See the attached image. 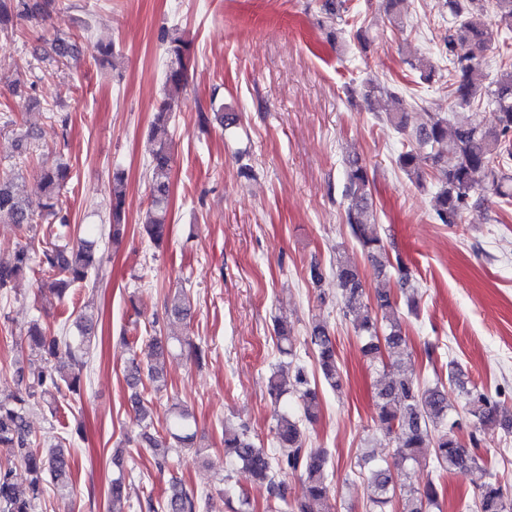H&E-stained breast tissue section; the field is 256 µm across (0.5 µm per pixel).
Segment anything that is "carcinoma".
<instances>
[{
  "instance_id": "carcinoma-1",
  "label": "carcinoma",
  "mask_w": 512,
  "mask_h": 512,
  "mask_svg": "<svg viewBox=\"0 0 512 512\" xmlns=\"http://www.w3.org/2000/svg\"><path fill=\"white\" fill-rule=\"evenodd\" d=\"M55 0H0V32L13 26L16 19H43L50 15ZM441 8L448 11V30L442 37L439 54L448 60V88L454 98L455 111L464 112L472 106H492L494 121L485 126L469 120H455L440 112L411 134L415 146L401 152L397 164L407 176L422 182L431 175L438 190L433 196L435 220L453 226L461 223L466 211L483 206L492 197L507 203L512 200V70L501 74L494 86L484 85L482 55L491 41L490 17L494 16L512 27V0H443ZM166 99L155 113V125L164 126L171 118L175 102L187 85L191 60V42L182 35L167 36ZM470 43V51L462 53L459 46ZM370 92L388 95L392 109L385 119L400 132L406 131L407 113L404 100L394 91L378 83ZM428 150L431 172L419 163L420 151ZM172 146L166 138L154 140L147 167L149 203L142 221V234L152 244H162L169 234V202L172 191ZM69 171L61 166L40 170L41 195L36 199L15 192L11 181L0 177V223L14 225L22 232L33 228L35 215L43 213L58 221L55 241L37 250L30 242L18 245L7 258H0V294L28 271L43 275L39 292L49 290L64 298L74 283L97 280L102 267L101 256L92 241L71 239L70 219L59 204L61 187ZM344 195L348 199L345 224L350 235L366 255L374 259L384 248L376 232L371 201L368 169L358 156L345 160ZM125 173L112 171V202L108 235L117 241L124 235L122 224L125 209ZM336 287L342 297V311L350 315L361 343V351L369 365L381 367L383 377L377 394V411L395 442L392 460L381 459L372 464L367 474L369 495L367 512H388L395 506L399 512H432L439 508L438 486L429 481L421 489H396L393 468L420 463L422 449L433 450L443 470L465 475L483 463L477 452L476 433L488 426L512 428V418L503 416L500 402L478 386L464 390L469 414L471 442L461 443L457 430L462 421L449 418L448 390L440 380L430 383L413 377L403 369L409 356L407 337L402 333L401 307L410 314L418 312V298L410 285L411 272L401 259H396L397 285L404 300L382 288L374 304L365 300L360 273L355 265L336 257L330 264ZM166 320L189 322L194 316L190 294L183 290L165 304ZM94 318L85 313L77 323L78 335L67 328L51 333L39 320H33L25 333L36 353V361L13 371L17 390L0 396V449L9 456L0 463V512H34L46 487L63 492L71 489V474L76 459L68 438L61 435L43 449L34 448L28 416L31 410L48 402L55 395L81 397L94 340ZM277 348L280 354L296 357L290 329L276 325ZM309 341L317 355L321 380L332 391L343 388V375L337 360L335 344L327 327L317 323L309 333ZM187 339L159 328L150 339L152 359L142 363L133 357L126 369L125 381L131 391L129 401L138 432L135 443L149 449L157 469L170 466L172 454L179 448H192L196 440V419L186 407H174L159 430L150 409L145 405L144 391L150 387L160 392L165 386L160 361ZM268 391L277 403L289 395L298 398L303 416L283 407L277 415L274 438L277 448L269 452L256 446L245 426L224 425V456L234 465L250 471L266 482L270 499L287 502L285 477L300 472L306 486V498L298 512H331V479L326 454L304 447L303 421L316 417L319 399L310 388L304 365L298 363L288 370L279 369L268 379ZM27 473L25 481L15 477L14 465ZM112 512H124L125 477L112 479L109 490ZM203 494L174 480L160 500L148 497L140 504L144 512H200ZM476 512H512V490L499 481L485 483L475 501Z\"/></svg>"
}]
</instances>
